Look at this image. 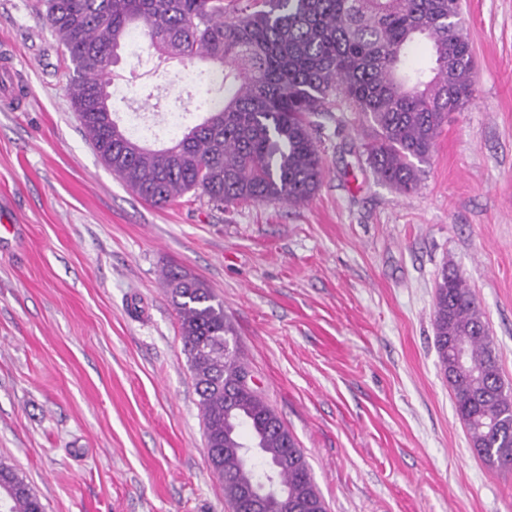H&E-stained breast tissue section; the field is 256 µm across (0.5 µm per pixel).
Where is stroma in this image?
Masks as SVG:
<instances>
[{"label":"stroma","mask_w":512,"mask_h":512,"mask_svg":"<svg viewBox=\"0 0 512 512\" xmlns=\"http://www.w3.org/2000/svg\"><path fill=\"white\" fill-rule=\"evenodd\" d=\"M476 87L416 191L377 180L359 116L316 132L308 204L157 207L100 160L67 93L42 0H0V458L46 512H231L212 471L162 272L205 281L327 512H512V470L469 447L434 347L443 266L472 288L512 389V0H462ZM109 88L159 147L200 123L182 65L129 39ZM153 103H146V93Z\"/></svg>","instance_id":"stroma-1"}]
</instances>
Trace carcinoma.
Wrapping results in <instances>:
<instances>
[{
  "mask_svg": "<svg viewBox=\"0 0 512 512\" xmlns=\"http://www.w3.org/2000/svg\"><path fill=\"white\" fill-rule=\"evenodd\" d=\"M68 54L67 92L102 163L139 198L167 205L190 191L214 207L243 202L301 206L319 190L324 165L318 118L344 102L371 130L366 163L401 194L417 189L451 112L472 99L473 44L459 0H44ZM159 57L210 71L203 121L162 148L131 138L107 92L112 66L132 34ZM430 45L426 67L412 64ZM180 321L199 396L209 463L228 504L242 489L322 503L294 436L252 377L232 322L210 287L186 270L163 273ZM443 374L453 352L467 369L448 379L471 451L488 466L512 468V393L505 390L483 312L466 280L443 267L433 307ZM0 512H44L15 467L0 459Z\"/></svg>",
  "mask_w": 512,
  "mask_h": 512,
  "instance_id": "obj_1",
  "label": "carcinoma"
}]
</instances>
